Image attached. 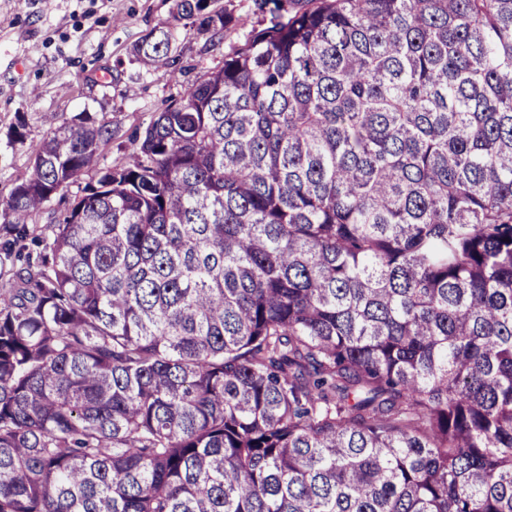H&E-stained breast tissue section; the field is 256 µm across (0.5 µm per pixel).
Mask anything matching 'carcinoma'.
I'll return each instance as SVG.
<instances>
[{
	"label": "carcinoma",
	"mask_w": 512,
	"mask_h": 512,
	"mask_svg": "<svg viewBox=\"0 0 512 512\" xmlns=\"http://www.w3.org/2000/svg\"><path fill=\"white\" fill-rule=\"evenodd\" d=\"M253 2L0 210V512H512V0Z\"/></svg>",
	"instance_id": "1"
}]
</instances>
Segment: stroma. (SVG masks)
Segmentation results:
<instances>
[{
	"instance_id": "1",
	"label": "stroma",
	"mask_w": 512,
	"mask_h": 512,
	"mask_svg": "<svg viewBox=\"0 0 512 512\" xmlns=\"http://www.w3.org/2000/svg\"><path fill=\"white\" fill-rule=\"evenodd\" d=\"M178 0H0V205L29 175L31 144L81 112L107 115L116 131L103 162L123 160L130 138L186 96L197 77L220 68L241 44L253 0H217L241 18L219 36L185 28ZM169 30L181 75L144 65L133 46L153 28ZM26 122L25 143L12 130Z\"/></svg>"
}]
</instances>
